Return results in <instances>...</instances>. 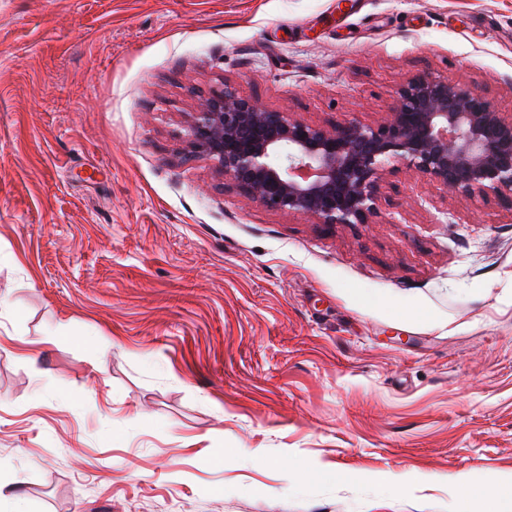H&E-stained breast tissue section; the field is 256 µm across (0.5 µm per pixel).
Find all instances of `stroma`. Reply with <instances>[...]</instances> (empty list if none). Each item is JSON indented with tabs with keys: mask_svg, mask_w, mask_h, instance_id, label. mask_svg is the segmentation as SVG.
<instances>
[{
	"mask_svg": "<svg viewBox=\"0 0 512 512\" xmlns=\"http://www.w3.org/2000/svg\"><path fill=\"white\" fill-rule=\"evenodd\" d=\"M421 73L511 117L512 0H0L20 512H481L512 480V203L394 162L334 227L191 149L227 85L375 125Z\"/></svg>",
	"mask_w": 512,
	"mask_h": 512,
	"instance_id": "35a3bbf8",
	"label": "stroma"
}]
</instances>
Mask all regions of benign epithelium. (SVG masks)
I'll return each instance as SVG.
<instances>
[{"label":"benign epithelium","mask_w":512,"mask_h":512,"mask_svg":"<svg viewBox=\"0 0 512 512\" xmlns=\"http://www.w3.org/2000/svg\"><path fill=\"white\" fill-rule=\"evenodd\" d=\"M197 150L251 200L319 224H369L392 162L468 196L512 199V120L482 92L410 78L380 123L308 124L224 87L195 113Z\"/></svg>","instance_id":"1"}]
</instances>
